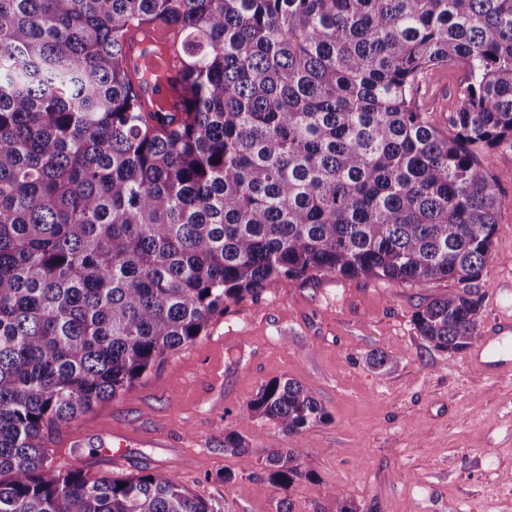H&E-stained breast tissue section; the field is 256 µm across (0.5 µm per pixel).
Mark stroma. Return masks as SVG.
Segmentation results:
<instances>
[{"label": "stroma", "instance_id": "stroma-1", "mask_svg": "<svg viewBox=\"0 0 512 512\" xmlns=\"http://www.w3.org/2000/svg\"><path fill=\"white\" fill-rule=\"evenodd\" d=\"M503 204L491 258L472 289L481 300L480 334L512 306V149L493 157ZM364 277L320 275L267 283L231 302L191 346L128 392L50 434L53 470L92 476L167 471L218 512H331L337 492L360 512H512V375L490 379L467 352L435 349L413 316L457 289ZM385 351L381 368L369 357ZM290 378L329 415L301 438L245 415L259 387ZM236 432L246 449H224ZM124 438L120 460L101 443ZM273 448H291L310 480L283 491L263 480ZM231 471L236 484L222 481Z\"/></svg>", "mask_w": 512, "mask_h": 512}]
</instances>
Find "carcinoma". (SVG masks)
<instances>
[{"instance_id":"1","label":"carcinoma","mask_w":512,"mask_h":512,"mask_svg":"<svg viewBox=\"0 0 512 512\" xmlns=\"http://www.w3.org/2000/svg\"><path fill=\"white\" fill-rule=\"evenodd\" d=\"M180 34L182 111L148 110L134 27ZM460 69L453 111L419 90ZM512 149V0H0V512H216L175 476L54 472L49 433L270 281L470 285ZM463 351L479 300L420 306ZM246 414L328 419L273 379ZM266 480L310 473L274 448Z\"/></svg>"}]
</instances>
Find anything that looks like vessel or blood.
Listing matches in <instances>:
<instances>
[{
  "label": "vessel or blood",
  "mask_w": 512,
  "mask_h": 512,
  "mask_svg": "<svg viewBox=\"0 0 512 512\" xmlns=\"http://www.w3.org/2000/svg\"><path fill=\"white\" fill-rule=\"evenodd\" d=\"M148 45L158 47L164 61L165 74L147 85L142 99L147 109L177 111L179 91L174 78L181 66L179 37L175 31L165 28L136 33L130 44V58H137L139 51ZM470 362L490 378L512 374V314L502 315L498 319L495 333L485 338L471 355Z\"/></svg>",
  "instance_id": "1"
}]
</instances>
